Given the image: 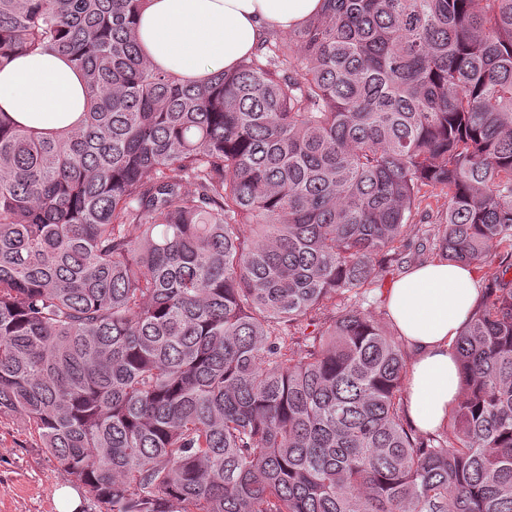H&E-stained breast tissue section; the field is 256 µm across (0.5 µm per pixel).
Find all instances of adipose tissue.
<instances>
[{"label": "adipose tissue", "mask_w": 512, "mask_h": 512, "mask_svg": "<svg viewBox=\"0 0 512 512\" xmlns=\"http://www.w3.org/2000/svg\"><path fill=\"white\" fill-rule=\"evenodd\" d=\"M322 0H149L138 21L147 60L188 81L230 70L275 31L320 12ZM86 109L80 73L50 54H22L0 69V110L18 125L43 132L75 127ZM472 266L434 261L388 288L386 308L413 353L408 414L430 432L461 395L451 346L478 295Z\"/></svg>", "instance_id": "adipose-tissue-1"}]
</instances>
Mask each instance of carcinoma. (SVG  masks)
Listing matches in <instances>:
<instances>
[{"mask_svg": "<svg viewBox=\"0 0 512 512\" xmlns=\"http://www.w3.org/2000/svg\"><path fill=\"white\" fill-rule=\"evenodd\" d=\"M145 2L0 0V69L87 97L61 135L0 110V414L99 512H512V0H323L200 84ZM425 187L430 250L499 269L423 434L363 304Z\"/></svg>", "mask_w": 512, "mask_h": 512, "instance_id": "1", "label": "carcinoma"}]
</instances>
